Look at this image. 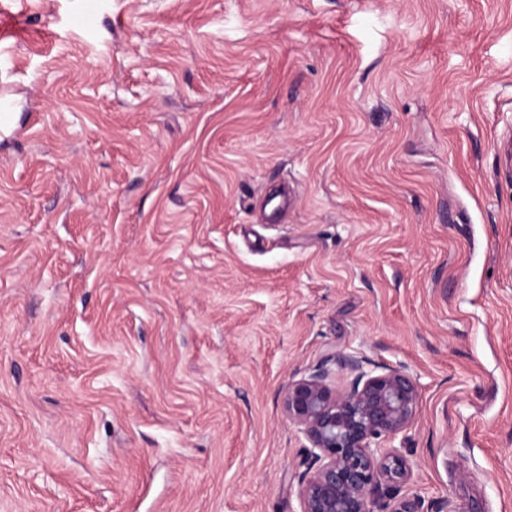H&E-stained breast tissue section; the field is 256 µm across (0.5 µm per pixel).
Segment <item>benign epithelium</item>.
<instances>
[{
    "label": "benign epithelium",
    "mask_w": 512,
    "mask_h": 512,
    "mask_svg": "<svg viewBox=\"0 0 512 512\" xmlns=\"http://www.w3.org/2000/svg\"><path fill=\"white\" fill-rule=\"evenodd\" d=\"M354 354L336 359L337 371L320 366L288 383L284 410L310 444L312 471L300 484L301 512H423L416 496H398L414 463L383 443L404 432L417 413L418 389L403 369H365Z\"/></svg>",
    "instance_id": "7a95c632"
}]
</instances>
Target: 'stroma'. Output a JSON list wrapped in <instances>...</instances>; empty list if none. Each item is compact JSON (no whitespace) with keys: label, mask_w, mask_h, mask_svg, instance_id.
<instances>
[{"label":"stroma","mask_w":512,"mask_h":512,"mask_svg":"<svg viewBox=\"0 0 512 512\" xmlns=\"http://www.w3.org/2000/svg\"><path fill=\"white\" fill-rule=\"evenodd\" d=\"M1 84L0 512H300L341 353L512 512V0H0Z\"/></svg>","instance_id":"1"}]
</instances>
